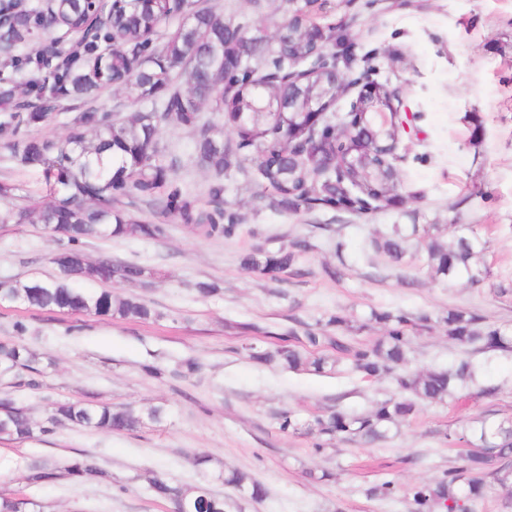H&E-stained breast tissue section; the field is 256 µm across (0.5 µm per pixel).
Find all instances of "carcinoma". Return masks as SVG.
Listing matches in <instances>:
<instances>
[{"instance_id": "cac0c4a2", "label": "carcinoma", "mask_w": 512, "mask_h": 512, "mask_svg": "<svg viewBox=\"0 0 512 512\" xmlns=\"http://www.w3.org/2000/svg\"><path fill=\"white\" fill-rule=\"evenodd\" d=\"M287 16L273 39L253 33L246 22L225 21L224 15L189 0H112L101 11L95 0H48L41 7H21L17 0H0V13L12 23L0 32L10 48L0 63V134H10L8 146L25 167L42 171L44 187L32 205L13 203L17 187L0 182V224H42L65 242L53 257L58 276L49 280H16L0 288V300L39 308L93 314L98 317L149 321L160 314L136 296H119L110 290L89 293L78 287L81 278L103 284L144 283L151 272L144 266L110 255L87 262L82 249L90 239L144 237L161 240L167 225L139 220L119 209L126 197L141 198L162 216H173L204 238L230 240L238 236L240 218L224 201V176L245 161H254L259 174L257 198L284 210L340 208L355 214L390 205L387 191L395 172L396 131L373 125L342 139L336 136L333 113L322 117L315 138H289L302 131L308 102L325 92L336 94L330 79L336 74L322 70L320 57L336 67V51L328 48L332 35L314 43L306 37L318 26V0H285ZM177 21L176 29L162 40L159 27ZM78 37L79 50L45 52L20 48L37 35ZM308 76L295 90L297 111H288V74L302 63ZM125 90L144 109L122 118L93 106L102 92ZM67 102L82 109L64 139H17L21 126L44 127L56 107ZM211 105L218 118L203 115ZM192 130L201 165L212 174L207 201L190 196L171 176L178 166L175 155L158 149L157 136L167 125ZM232 138H225L226 131ZM373 154L365 166L348 171L341 179L327 169L324 158H345L364 142ZM437 224H394L371 240L373 251L400 264L409 238L423 239L428 267L436 280L450 283L464 279L481 281L485 274L487 241L466 227L446 244ZM314 248L307 239L289 249L255 247L242 259L246 268L274 279L290 272L299 254ZM368 321L382 327L384 335L371 344L352 343L333 331L350 329L347 321L330 315L279 337L273 349L249 345L252 359L293 372L327 374L346 362L366 378L393 377L396 392L367 414L330 411L300 422L292 412L278 415L283 433L315 435V452L324 448L321 438H358L374 444L389 437L391 428L415 417L422 402H439L460 393L472 382L476 368L467 358L447 368L415 370L407 353L410 332L428 326L431 318L402 310H371ZM448 340L472 350L512 352V329L490 324L463 309L448 311L443 318ZM38 357L22 343L0 344V375L29 373L26 385L41 386L43 370ZM163 418V409L137 411L131 407H98L81 402H57L42 421L32 419L8 393L0 394V437L29 440L49 435L62 424L107 432L132 431L144 420ZM468 445L464 464L445 472L433 483L411 487L406 498L412 512H469V503L485 493L484 470L491 461L498 485L512 483V419H478L462 434H448ZM64 476L96 479L104 476L97 459L82 454L66 461L44 459L27 480L44 483ZM219 481L236 492L263 495L259 483L246 473L226 468L203 474L193 485L154 474L149 485L154 495L184 512H240L234 496L215 495L210 484ZM37 503L0 495V512H37Z\"/></svg>"}]
</instances>
